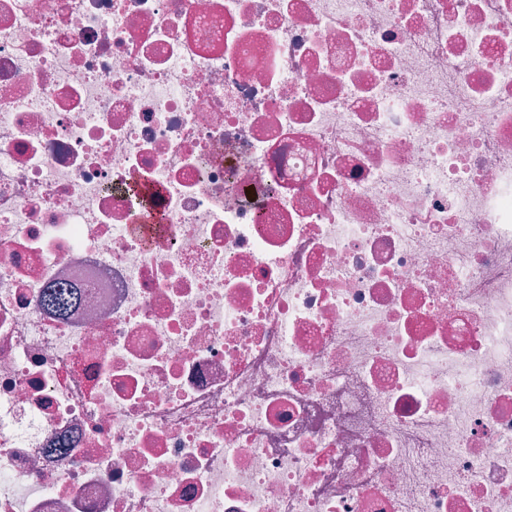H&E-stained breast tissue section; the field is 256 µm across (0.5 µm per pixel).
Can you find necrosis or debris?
<instances>
[{"label":"necrosis or debris","instance_id":"1","mask_svg":"<svg viewBox=\"0 0 512 512\" xmlns=\"http://www.w3.org/2000/svg\"><path fill=\"white\" fill-rule=\"evenodd\" d=\"M0 512H512V0H0Z\"/></svg>","mask_w":512,"mask_h":512}]
</instances>
